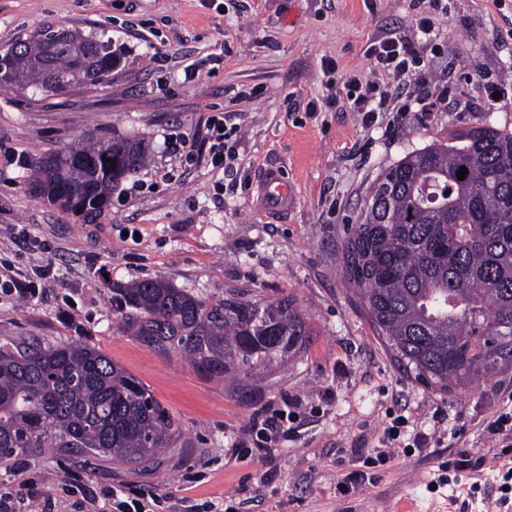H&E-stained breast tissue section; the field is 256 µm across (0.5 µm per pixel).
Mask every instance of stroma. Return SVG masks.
Masks as SVG:
<instances>
[{
	"label": "stroma",
	"mask_w": 512,
	"mask_h": 512,
	"mask_svg": "<svg viewBox=\"0 0 512 512\" xmlns=\"http://www.w3.org/2000/svg\"><path fill=\"white\" fill-rule=\"evenodd\" d=\"M424 12L427 36L414 31ZM48 25L110 38L121 63L110 83L64 96L0 90V265L38 290L28 301L0 291V345L93 346L138 378L180 433L139 468L65 448L2 462L0 495L15 512H111L115 487L127 501L157 499L158 512H512V500L499 501L512 440L487 431L512 412V362L471 386L425 387L387 352L338 266L384 169L461 129L512 132V0H0V49ZM389 31L431 61L448 109L366 124L326 104L328 59L392 86L367 53ZM478 71L501 83L500 99H481ZM217 113L238 129L239 158L223 167L204 143ZM87 136L150 148L93 224L27 189L35 158ZM184 140L192 152L179 150ZM271 166L296 192L278 220L254 207ZM147 279L209 302L232 291L290 298L307 345L265 372L259 393L215 380L135 336L114 310L113 284ZM291 401L288 435L257 451L252 426ZM397 415L400 451L367 467ZM418 429L432 440L414 449ZM463 456L469 469L440 483V463Z\"/></svg>",
	"instance_id": "obj_1"
}]
</instances>
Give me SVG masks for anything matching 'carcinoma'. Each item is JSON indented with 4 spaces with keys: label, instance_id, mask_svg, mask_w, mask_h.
<instances>
[{
    "label": "carcinoma",
    "instance_id": "cac0c4a2",
    "mask_svg": "<svg viewBox=\"0 0 512 512\" xmlns=\"http://www.w3.org/2000/svg\"><path fill=\"white\" fill-rule=\"evenodd\" d=\"M6 55L15 87L46 93L55 73L71 83L58 94L107 82L118 62L112 41L69 30L54 51L38 33ZM146 158L138 139L88 140L37 159L31 183L44 201L92 223ZM340 266L377 335L419 383L446 391L512 362V133L460 131L381 172ZM112 304L136 335L222 378L248 379L310 336L286 299L236 294L208 304L166 280H141L113 285ZM178 434L142 382L92 346L0 347V461L76 448L145 465Z\"/></svg>",
    "mask_w": 512,
    "mask_h": 512
}]
</instances>
